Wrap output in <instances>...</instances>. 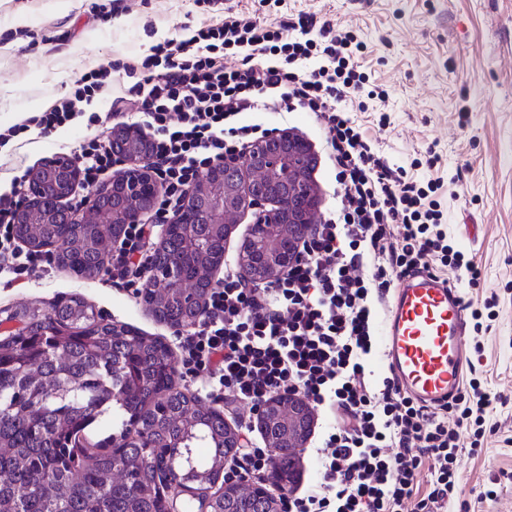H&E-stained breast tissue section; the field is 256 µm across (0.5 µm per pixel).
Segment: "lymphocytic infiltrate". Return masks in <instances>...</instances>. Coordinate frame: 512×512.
I'll return each mask as SVG.
<instances>
[{
	"mask_svg": "<svg viewBox=\"0 0 512 512\" xmlns=\"http://www.w3.org/2000/svg\"><path fill=\"white\" fill-rule=\"evenodd\" d=\"M352 32L300 15L260 24L228 14L194 34L152 46L129 96L115 114L136 119L151 138L149 162L165 190L154 221L130 225L113 260L117 285L133 287L150 267L158 224L173 218L186 190L214 164L242 155L261 139L246 112L291 104L310 112L325 134L340 203L312 225L288 271L264 286L236 270L211 287L203 315L177 334L181 376L201 383L225 406L257 410L276 396L297 395L327 422L311 448L316 478L304 494L280 490L281 512H448L462 501L465 455L481 452L495 425L497 401L478 370L445 406L428 408L403 393L392 375L376 377L375 327L403 275L453 267L477 285L482 270L448 236L435 194L439 180L420 181L392 167L344 104L368 81ZM118 66L104 61L82 74L73 97L0 133V145L29 131L45 135L84 113L110 90ZM87 184L112 167L109 133L72 153ZM0 196V278L14 282L43 258L15 244L11 216L22 176ZM225 481L263 480L273 463L250 427Z\"/></svg>",
	"mask_w": 512,
	"mask_h": 512,
	"instance_id": "1",
	"label": "lymphocytic infiltrate"
}]
</instances>
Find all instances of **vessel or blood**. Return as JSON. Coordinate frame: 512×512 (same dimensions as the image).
I'll list each match as a JSON object with an SVG mask.
<instances>
[{"instance_id":"obj_1","label":"vessel or blood","mask_w":512,"mask_h":512,"mask_svg":"<svg viewBox=\"0 0 512 512\" xmlns=\"http://www.w3.org/2000/svg\"><path fill=\"white\" fill-rule=\"evenodd\" d=\"M468 322L462 298L449 282L425 269L405 275L379 324L381 363L403 392L432 406L461 386Z\"/></svg>"}]
</instances>
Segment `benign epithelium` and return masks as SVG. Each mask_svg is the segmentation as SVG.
Masks as SVG:
<instances>
[{
    "mask_svg": "<svg viewBox=\"0 0 512 512\" xmlns=\"http://www.w3.org/2000/svg\"><path fill=\"white\" fill-rule=\"evenodd\" d=\"M127 154L112 146V163L124 169L112 178V182L90 188L84 198L83 208L73 212L64 207L63 201L72 193L81 180L79 167L66 158H50L38 168L39 176H29L28 200L17 210L12 223L21 224L20 214L43 206L47 193L54 191L55 208L64 215V223L86 222L88 224L112 225V243L119 244L127 225L140 223L143 210L127 207L122 210V219L115 221L112 209L102 206L101 200L110 196L121 203L134 201L150 191L157 195V184L150 166L138 164L126 166ZM315 156L311 144L289 130L275 129L256 141L250 148L247 166L252 179L260 183L257 194L248 196L246 206L254 210L251 236L241 245L240 276L250 282L271 281L288 270L297 259L302 238L313 224L317 206V193L311 181ZM242 173L240 162L225 160L213 165L207 173L187 192L184 208L198 204V198L207 200L200 215L204 224L221 226L224 233L237 222V215L224 211V202L214 203L213 186L232 183ZM268 234L272 245L261 257L254 255L249 243L254 236ZM293 414L300 426V440L272 449L275 459L294 454L310 436L313 411L303 406V400L290 396L281 400Z\"/></svg>",
    "mask_w": 512,
    "mask_h": 512,
    "instance_id": "obj_1",
    "label": "benign epithelium"
}]
</instances>
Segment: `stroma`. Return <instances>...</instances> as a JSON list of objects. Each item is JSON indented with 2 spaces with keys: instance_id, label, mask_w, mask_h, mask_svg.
<instances>
[{
  "instance_id": "35a3bbf8",
  "label": "stroma",
  "mask_w": 512,
  "mask_h": 512,
  "mask_svg": "<svg viewBox=\"0 0 512 512\" xmlns=\"http://www.w3.org/2000/svg\"><path fill=\"white\" fill-rule=\"evenodd\" d=\"M229 11L269 24L300 13L331 20L363 42L360 64L374 97L357 118L391 164L440 189L448 232L482 268L476 299L497 295V318L484 338L479 369L499 400L491 415L499 430L482 453L465 457L462 500L470 512H512V0H222ZM206 0H0V131L71 96L76 79L105 60L121 63L111 91L86 110L111 122L112 102L134 80L152 45L188 35L214 21ZM387 125H379V114ZM246 115V122L256 120ZM264 129H288L311 143L318 208L336 202L335 172L309 113L262 115ZM96 130L86 117L45 136L30 132L0 146V192L15 175L44 158L69 155ZM22 284L0 282V336L22 328L26 308L47 311L80 297L106 321L126 324L176 346L174 330L158 321L132 291L115 287L111 268L94 278L55 264ZM496 489L491 500L478 494Z\"/></svg>"
}]
</instances>
